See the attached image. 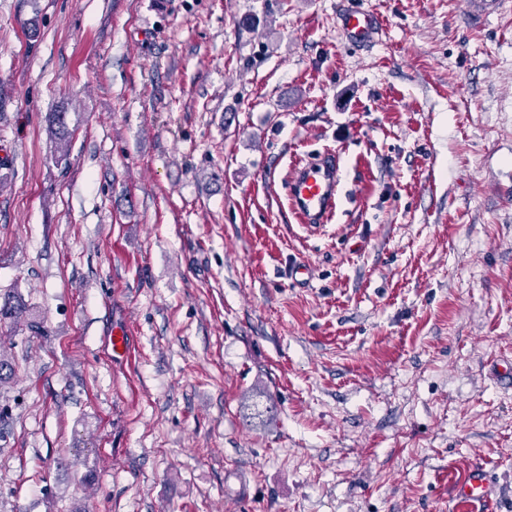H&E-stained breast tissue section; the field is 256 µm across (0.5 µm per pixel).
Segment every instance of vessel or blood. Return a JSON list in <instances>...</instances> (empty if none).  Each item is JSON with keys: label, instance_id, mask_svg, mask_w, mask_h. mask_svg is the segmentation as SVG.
<instances>
[{"label": "vessel or blood", "instance_id": "vessel-or-blood-1", "mask_svg": "<svg viewBox=\"0 0 512 512\" xmlns=\"http://www.w3.org/2000/svg\"><path fill=\"white\" fill-rule=\"evenodd\" d=\"M378 24L368 11L347 9L337 17V26L353 44L372 41ZM341 182L339 160L327 150L311 160H297L288 179V204L298 222L307 228L328 223L336 209ZM456 512H481L491 502L490 475L481 464H473L464 479L452 487Z\"/></svg>", "mask_w": 512, "mask_h": 512}]
</instances>
